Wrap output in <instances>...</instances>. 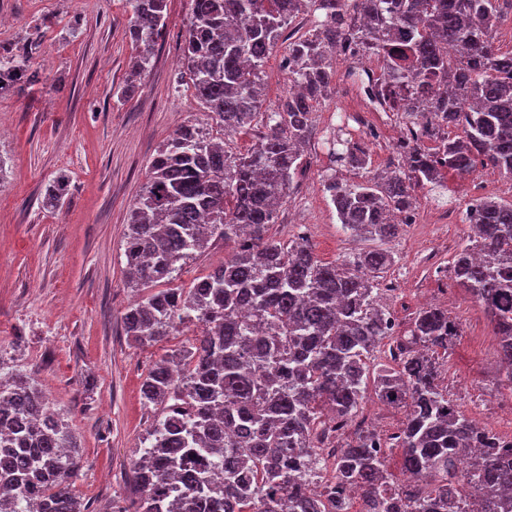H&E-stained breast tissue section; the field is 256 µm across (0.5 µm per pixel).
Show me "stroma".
I'll return each mask as SVG.
<instances>
[{
    "mask_svg": "<svg viewBox=\"0 0 512 512\" xmlns=\"http://www.w3.org/2000/svg\"><path fill=\"white\" fill-rule=\"evenodd\" d=\"M190 0H169L166 33L130 99L116 91L131 66L125 0H0V51L30 41L37 82L0 97V362L30 372L51 408L64 412L83 466L72 490L88 512L129 505L132 461L155 414L141 398L153 364L189 346L191 325L169 338L138 345L123 333L122 316L136 293L127 285L124 229L157 148L181 124L206 119L211 137L236 151L256 132L225 137L204 115L181 68ZM309 144L295 188L280 207L270 239L306 237L325 262L346 259L366 241L344 232L322 186L330 168ZM68 192L59 210L42 199L59 174ZM413 223L386 247L395 263L375 282L396 285L388 303L402 323L417 310L446 302L460 335L443 361L441 387L493 433L512 432V389L496 387L501 366L494 327L452 275L457 249L469 235L466 205L490 197L512 202V182L476 167L446 175L442 194L416 193ZM232 242L212 238L184 265L176 287L188 288L231 256Z\"/></svg>",
    "mask_w": 512,
    "mask_h": 512,
    "instance_id": "35a3bbf8",
    "label": "stroma"
}]
</instances>
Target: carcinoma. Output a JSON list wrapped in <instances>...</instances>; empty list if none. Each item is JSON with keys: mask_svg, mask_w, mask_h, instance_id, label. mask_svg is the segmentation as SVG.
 Returning a JSON list of instances; mask_svg holds the SVG:
<instances>
[{"mask_svg": "<svg viewBox=\"0 0 512 512\" xmlns=\"http://www.w3.org/2000/svg\"><path fill=\"white\" fill-rule=\"evenodd\" d=\"M502 0H191L181 61L196 97L227 135L264 133L234 153L195 124L181 125L152 158L124 232L129 287L174 281L211 238L234 254L190 288H159L123 314L125 336L160 342L199 325L186 349L160 360L142 384L157 418L132 463L137 499L115 512H512V454L472 424L440 386L434 357L460 335L448 310L420 309L395 331L375 278L393 263L379 247L324 263L304 237H267L303 169L311 114L336 88L335 54L356 48L382 72L375 96L398 112L396 146L408 171L323 188L342 230L368 241L396 237V214L414 210L415 189L464 176L480 158L512 175V51L494 45ZM128 35L147 71L167 26L168 0H127ZM301 14L312 27L283 38ZM454 54L443 51V44ZM283 47L294 89L262 112L263 68ZM32 50L0 54V96L35 81ZM427 89L432 110L421 108ZM462 133L450 138L444 128ZM437 140L434 148L427 140ZM368 154L338 135L331 162L364 170ZM67 191L58 176L43 204ZM473 234L452 274L494 325L500 384L512 389V202L475 199ZM389 362L369 364L379 347ZM0 381V512H85L70 479L81 459L68 424L48 409L34 378L16 369ZM406 409L396 437L348 431L368 389ZM337 448L335 456L321 451ZM401 452L404 483L389 481ZM359 491L358 502L347 492Z\"/></svg>", "mask_w": 512, "mask_h": 512, "instance_id": "1", "label": "carcinoma"}]
</instances>
